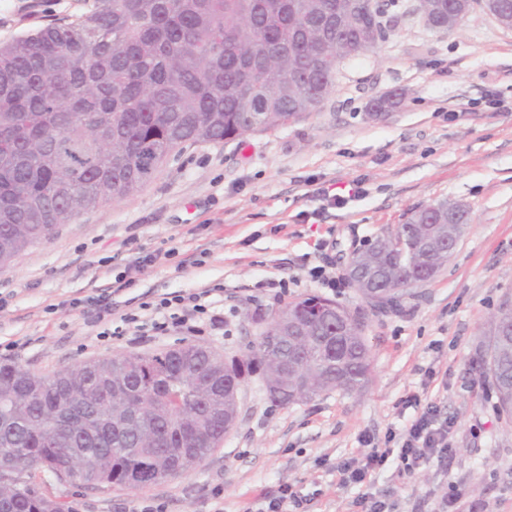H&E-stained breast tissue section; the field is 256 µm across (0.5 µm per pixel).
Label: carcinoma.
Here are the masks:
<instances>
[{
	"mask_svg": "<svg viewBox=\"0 0 512 512\" xmlns=\"http://www.w3.org/2000/svg\"><path fill=\"white\" fill-rule=\"evenodd\" d=\"M394 0H94L0 44V267L50 240L59 225L127 197L187 145L232 140L295 122L307 89L333 87L336 64L388 41L379 15ZM421 206L352 248L383 275L366 306L297 297L271 314L244 355L195 344L37 374L0 363V512H63L32 480L40 471L90 489H138L189 474L224 440V379L280 373L292 346L273 321L321 302L347 314L353 335L327 348L312 326L299 341L277 405L353 392L371 374L369 316L398 310L413 283L448 264L422 259ZM496 409L512 417V303L496 314L483 364Z\"/></svg>",
	"mask_w": 512,
	"mask_h": 512,
	"instance_id": "cac0c4a2",
	"label": "carcinoma"
}]
</instances>
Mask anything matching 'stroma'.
Listing matches in <instances>:
<instances>
[{
  "mask_svg": "<svg viewBox=\"0 0 512 512\" xmlns=\"http://www.w3.org/2000/svg\"><path fill=\"white\" fill-rule=\"evenodd\" d=\"M93 0H0V42ZM417 0L392 7L389 40L336 67L335 85L301 120L219 143L186 147L137 193L60 225L47 242L0 269V361L48 374L91 359L152 355L198 343L240 355L257 338L256 312L318 294L362 306L331 287L353 243L404 223L416 207L463 203L470 222L434 279L414 286L398 312L371 317L368 384L311 401L272 406L259 377L239 389L236 422L186 476L130 491L87 490L36 473L65 512H256L287 486L303 512H350L359 485L337 468L385 448L417 416L410 395L435 402L448 423L447 461L412 476L388 462L371 476L389 512H512V420L501 416L478 368L493 316L512 300V30L475 11L461 30L436 32ZM409 102L384 119L365 115L388 91ZM503 106H494V99ZM361 187L355 198L351 188ZM347 197L344 206L331 195ZM147 262H135V254ZM128 281L127 289L117 287ZM210 288L195 333H156L164 316L149 302ZM112 297L98 336L91 307L68 300ZM223 318L213 327L210 316ZM467 490L468 502L453 500Z\"/></svg>",
  "mask_w": 512,
  "mask_h": 512,
  "instance_id": "obj_1",
  "label": "stroma"
}]
</instances>
